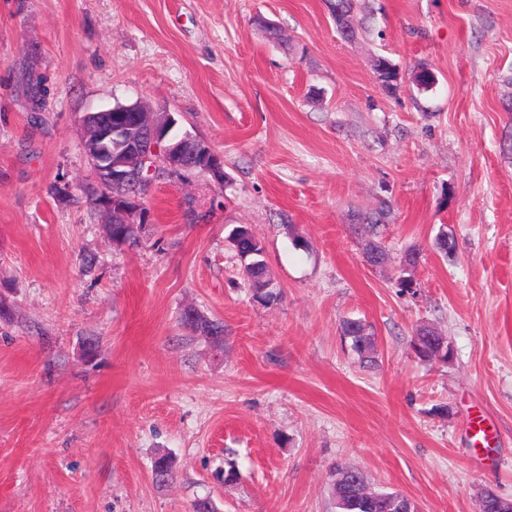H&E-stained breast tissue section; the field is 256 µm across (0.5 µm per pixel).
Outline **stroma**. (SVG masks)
<instances>
[{
    "label": "stroma",
    "instance_id": "stroma-1",
    "mask_svg": "<svg viewBox=\"0 0 512 512\" xmlns=\"http://www.w3.org/2000/svg\"><path fill=\"white\" fill-rule=\"evenodd\" d=\"M360 6L373 26L345 41L328 0H0V512H192L204 496L335 512L341 466L420 512L512 497V0ZM135 102L223 155L226 179L154 181L140 243L116 244L103 212L51 188L91 174L82 116ZM383 204L371 234L358 217ZM239 225L264 244L274 302L252 297ZM187 308L223 322V342L183 325ZM349 318L372 327L375 368ZM424 325L449 360L415 356ZM229 455L231 486L215 476ZM351 341L352 350L359 356L361 362L365 365H372L374 359L375 336L371 328L368 329L367 336H345Z\"/></svg>",
    "mask_w": 512,
    "mask_h": 512
}]
</instances>
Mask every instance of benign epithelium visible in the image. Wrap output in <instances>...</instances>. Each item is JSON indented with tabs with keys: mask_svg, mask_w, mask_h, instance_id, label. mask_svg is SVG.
<instances>
[{
	"mask_svg": "<svg viewBox=\"0 0 512 512\" xmlns=\"http://www.w3.org/2000/svg\"><path fill=\"white\" fill-rule=\"evenodd\" d=\"M87 130L82 143L84 154L97 181L112 185V192L100 196L96 208L112 213L114 224H146L150 213L143 210L135 192L157 171L172 179L188 172L185 156L190 154L195 168L220 179L224 157L205 142L190 135L170 138L176 125L172 113L156 115L142 104H119L87 113L82 118ZM492 503L498 512H512V500L492 490L482 494L480 504Z\"/></svg>",
	"mask_w": 512,
	"mask_h": 512,
	"instance_id": "7a95c632",
	"label": "benign epithelium"
}]
</instances>
